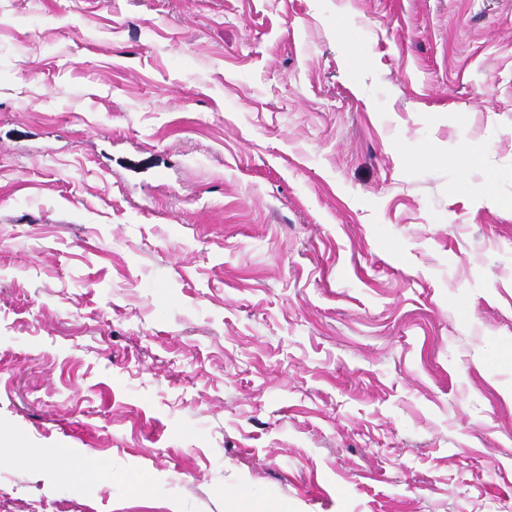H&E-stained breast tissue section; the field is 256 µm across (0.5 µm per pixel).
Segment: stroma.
Returning a JSON list of instances; mask_svg holds the SVG:
<instances>
[{"label":"stroma","mask_w":512,"mask_h":512,"mask_svg":"<svg viewBox=\"0 0 512 512\" xmlns=\"http://www.w3.org/2000/svg\"><path fill=\"white\" fill-rule=\"evenodd\" d=\"M241 490L512 512V0H0V506Z\"/></svg>","instance_id":"stroma-1"}]
</instances>
